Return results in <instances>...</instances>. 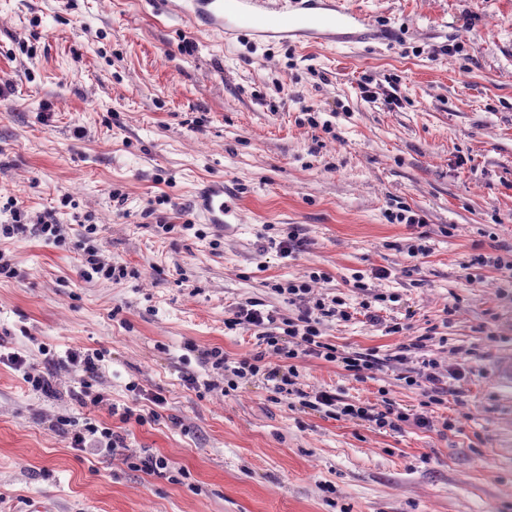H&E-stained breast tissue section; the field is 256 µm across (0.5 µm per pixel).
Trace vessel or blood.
I'll use <instances>...</instances> for the list:
<instances>
[{"label":"vessel or blood","mask_w":512,"mask_h":512,"mask_svg":"<svg viewBox=\"0 0 512 512\" xmlns=\"http://www.w3.org/2000/svg\"><path fill=\"white\" fill-rule=\"evenodd\" d=\"M181 10L199 29L224 34L255 32L264 26L269 33L309 38L320 43L341 39L363 43L370 40L374 24L363 11L347 7L344 0H296L298 8L286 15L269 16L264 0H180ZM205 223L223 228L230 204L224 199V184L204 183L192 199Z\"/></svg>","instance_id":"obj_1"}]
</instances>
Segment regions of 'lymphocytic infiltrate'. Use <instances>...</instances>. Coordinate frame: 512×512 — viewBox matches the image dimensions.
Wrapping results in <instances>:
<instances>
[{
	"mask_svg": "<svg viewBox=\"0 0 512 512\" xmlns=\"http://www.w3.org/2000/svg\"><path fill=\"white\" fill-rule=\"evenodd\" d=\"M289 295L299 302L296 317L288 319L277 318L272 312L254 308L253 304L236 307L232 317L226 322L227 328L244 325L260 329V341L264 345V352L247 355L239 359L233 369L236 376H255L261 373L277 376V368L271 367L265 361L266 355H274L283 360H292L299 356H312L341 366L350 376L361 379L371 372L377 360L370 353H342L335 345L324 342L321 338L318 324L321 318L337 317L349 320L350 311L344 307L340 298L331 301L311 299V289L308 284L289 285ZM314 407L328 409L339 417L367 422L380 429L392 431L401 430L403 424L410 423L419 428L427 427V418L419 415H410L395 407L391 401H384L382 408L356 405L340 400L335 391L321 390L314 396Z\"/></svg>",
	"mask_w": 512,
	"mask_h": 512,
	"instance_id": "1",
	"label": "lymphocytic infiltrate"
}]
</instances>
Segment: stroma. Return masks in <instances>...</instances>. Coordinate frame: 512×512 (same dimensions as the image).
Returning a JSON list of instances; mask_svg holds the SVG:
<instances>
[{
    "mask_svg": "<svg viewBox=\"0 0 512 512\" xmlns=\"http://www.w3.org/2000/svg\"><path fill=\"white\" fill-rule=\"evenodd\" d=\"M350 2L380 38L228 40L164 0H0V225L14 203L29 226L0 240V351L26 358L0 362V512H512V388L495 371L512 357V272L468 264L512 261V0ZM209 180L232 205L220 232L191 204ZM47 211L59 240L36 229ZM90 248L124 278L83 279ZM313 271L318 298L359 302L356 275L383 294L378 322L319 324L378 365L358 380L302 356L299 388L387 398L429 428L279 400L266 376L208 360L260 352L225 319L248 301L296 316L283 289ZM396 318L408 331L389 332ZM79 348L101 352L95 373L65 364ZM49 354L47 396L25 376ZM427 360L440 405L404 382ZM84 383L98 406L74 399ZM62 416L125 443L70 448ZM149 454L165 468H133Z\"/></svg>",
    "mask_w": 512,
    "mask_h": 512,
    "instance_id": "stroma-1",
    "label": "stroma"
}]
</instances>
